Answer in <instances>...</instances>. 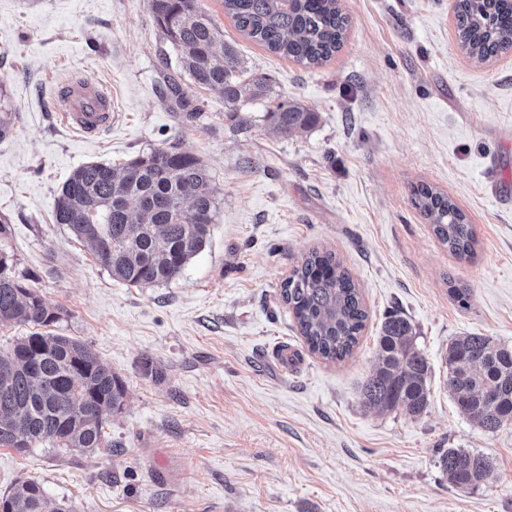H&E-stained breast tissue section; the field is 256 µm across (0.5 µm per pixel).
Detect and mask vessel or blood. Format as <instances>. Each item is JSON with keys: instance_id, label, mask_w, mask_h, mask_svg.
<instances>
[{"instance_id": "obj_1", "label": "vessel or blood", "mask_w": 512, "mask_h": 512, "mask_svg": "<svg viewBox=\"0 0 512 512\" xmlns=\"http://www.w3.org/2000/svg\"><path fill=\"white\" fill-rule=\"evenodd\" d=\"M63 123L72 131L92 137L112 124V103L96 86L76 79L60 89Z\"/></svg>"}]
</instances>
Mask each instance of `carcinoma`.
<instances>
[{"mask_svg": "<svg viewBox=\"0 0 512 512\" xmlns=\"http://www.w3.org/2000/svg\"><path fill=\"white\" fill-rule=\"evenodd\" d=\"M164 38L178 50V66L198 87L224 95L230 112L269 93L267 79L246 75L237 50L199 0H149ZM238 30L269 51L306 67L328 60L343 43L348 18L340 0H224ZM459 45L478 63L512 49L509 0H458ZM162 99L195 120L203 108L185 96L175 76H164ZM283 132L313 127L317 115L282 101L264 115ZM415 206L448 251L470 257L475 234L448 195L428 186ZM217 202L201 161L175 146L156 148L123 163H87L72 172L56 199L54 219L88 243L113 279L129 286L161 285L177 276L205 246ZM13 259L0 252V325L34 332L0 348V447L25 453L41 444L88 451L105 444L108 417L125 406L126 388L112 367L86 343L52 331L62 320ZM308 350L329 362L352 356L367 312L347 270L328 250L310 251L281 284ZM448 391L458 409L485 431L512 424V348L490 336L467 333L448 345ZM431 366L410 322L393 313L377 339L376 362L361 386L363 406L421 416L429 405ZM439 466L455 486H477L491 461L450 448ZM0 512H77L51 503L44 486L16 481L0 498Z\"/></svg>", "mask_w": 512, "mask_h": 512, "instance_id": "obj_1", "label": "carcinoma"}]
</instances>
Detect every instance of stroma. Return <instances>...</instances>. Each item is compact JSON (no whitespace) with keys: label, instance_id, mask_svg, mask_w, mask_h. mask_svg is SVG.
Returning <instances> with one entry per match:
<instances>
[{"label":"stroma","instance_id":"obj_1","mask_svg":"<svg viewBox=\"0 0 512 512\" xmlns=\"http://www.w3.org/2000/svg\"><path fill=\"white\" fill-rule=\"evenodd\" d=\"M457 0H341V48L306 68L247 38L224 0H200L270 100L247 124L224 98L183 79L203 105L183 122L159 94L176 52L147 0H0V238L18 270L60 309L127 391L107 446L26 453L0 448V495L43 484L78 512H512V425L485 432L448 392V345L465 333L512 347V51L485 64L460 48ZM71 77L103 88L112 126L87 139L58 116ZM316 112L314 127L274 132L271 101ZM177 146L206 165L217 217L170 282L112 280L55 223L78 166ZM447 194L475 233L458 258L413 203ZM332 251L368 317L351 357L311 354L281 284L314 249ZM470 291L460 304L453 291ZM402 313L431 365L429 406L413 417L365 408L360 387L386 317ZM492 462L476 488L449 483L442 451Z\"/></svg>","mask_w":512,"mask_h":512}]
</instances>
